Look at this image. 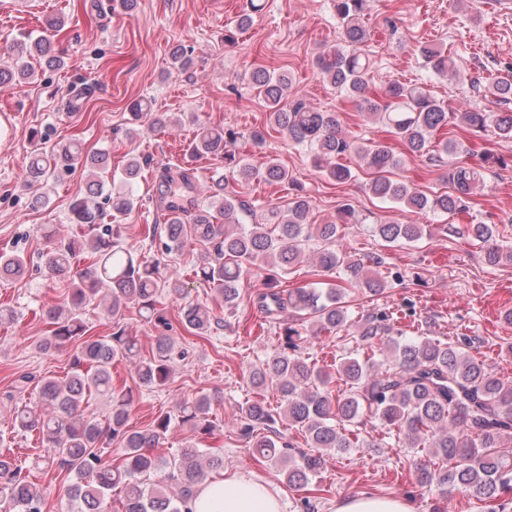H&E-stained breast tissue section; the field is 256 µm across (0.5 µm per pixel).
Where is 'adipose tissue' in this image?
Listing matches in <instances>:
<instances>
[{"mask_svg":"<svg viewBox=\"0 0 512 512\" xmlns=\"http://www.w3.org/2000/svg\"><path fill=\"white\" fill-rule=\"evenodd\" d=\"M191 512H286L285 503L269 485L235 471L201 486Z\"/></svg>","mask_w":512,"mask_h":512,"instance_id":"obj_1","label":"adipose tissue"}]
</instances>
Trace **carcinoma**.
I'll return each instance as SVG.
<instances>
[{"mask_svg": "<svg viewBox=\"0 0 512 512\" xmlns=\"http://www.w3.org/2000/svg\"><path fill=\"white\" fill-rule=\"evenodd\" d=\"M343 41L320 53L315 66L324 82L353 100L367 122L382 124L407 150L435 161L455 160L450 180L452 192L427 195L396 178L401 157L379 141L358 143L341 128L339 113L308 107L299 98L288 99L292 78L284 71L255 69L248 80L268 109L265 127L252 134V144L261 148L269 131L309 147L315 167L336 184L353 178L340 159L353 152L371 170L367 190L375 198L401 208L434 213H462L471 195L485 185V173L458 162L468 153L464 142L441 138V131L458 123L495 138L512 140V109L505 112L448 111L447 105L421 86L390 80L378 94H371L373 68L364 49L367 32L362 18L371 0H334ZM418 53L428 70L441 78L459 79L461 72L452 56L433 45H421ZM16 65L0 67V83L26 81L33 77L26 57H36L48 67L61 65L47 37L24 36L13 46ZM172 63L186 68L193 62V49L176 46ZM471 87L485 99L501 105L512 103V71L506 75L476 77ZM167 112H155L152 102L131 104V122L126 135L146 125L162 129L171 123ZM235 133L219 125L201 124L188 146L193 157L220 156L224 173L211 176L208 196L197 197V177L185 166H163L157 174V204L163 225L150 230L151 245L162 255L199 251L196 280L213 289L224 309H236L243 299L245 276L259 264L270 271L254 304L277 329L279 350L267 361L252 367L248 382L255 398L238 406L240 435L265 459L282 468L289 485L308 488L331 451L346 453L361 448L358 424L367 415L395 435L404 448H421L436 460L434 466L417 467L419 482L434 486L441 494L471 493L490 512L512 507V381L505 380L469 353L477 348V336H460L441 342L429 336L408 338L396 327L398 317L382 310L359 324L352 320L346 285L327 288H283L284 276L306 257V242H320L313 260L320 273L343 271L347 285L370 297L387 288L381 272L385 258L347 253L340 240L349 224H364L355 210L343 206L336 220L315 224L312 200L302 193L291 174L271 157L260 170L228 151ZM88 170L86 192L71 205L79 234L58 239L41 255L44 273L69 281L65 298L46 310L52 326L41 344L49 353L74 346L69 371L63 379L36 378L23 373L15 380L22 394L31 384L38 387L33 401L21 400L14 408V428L34 433L45 454L37 466H53L71 475L67 486L66 512H189L188 501L212 473L224 468V455L198 447L189 440L177 454L162 460L153 454L160 440L176 427H186L200 439H213L219 431L212 419L213 397L199 394L183 400L177 416L159 413L150 428L129 426L135 401L131 388L112 383V367L123 360L137 361V384L148 390L166 386L182 356L175 337L169 334L170 319L160 297L167 294L179 303L183 326L204 338L222 327L223 318L211 308L188 298V283L177 273L162 274L160 262L138 253L126 236L124 221L138 208L133 184L148 159L134 156L124 168L121 185L110 184L109 156L86 154L73 141L53 152L52 160L41 154L29 158L25 179L40 182L49 175L69 173L75 163ZM260 178L268 183L288 184L285 209L269 208L257 217L239 198L230 183ZM371 232L392 244L416 242L427 234L422 224L371 222ZM463 233L480 243L484 259L492 265L512 263V247L498 240L492 224H468ZM95 262L76 269L83 252ZM27 259L21 253L0 254V280L25 275ZM104 293L112 316L109 332L98 335L82 319L87 303ZM136 311L157 330L151 354L142 355L138 339L122 322L124 312ZM356 330L357 347L364 352L386 354L388 367L368 359L342 356L330 368L318 367L302 356L301 347L325 332ZM345 389L334 393L331 384ZM277 390L282 413L267 405L263 392ZM102 395L112 403L101 421L88 410L92 396ZM302 435L307 450L300 451L265 434L279 415ZM119 444V462L104 459V449ZM50 492L30 481V467L0 455V512H46Z\"/></svg>", "mask_w": 512, "mask_h": 512, "instance_id": "1", "label": "carcinoma"}]
</instances>
